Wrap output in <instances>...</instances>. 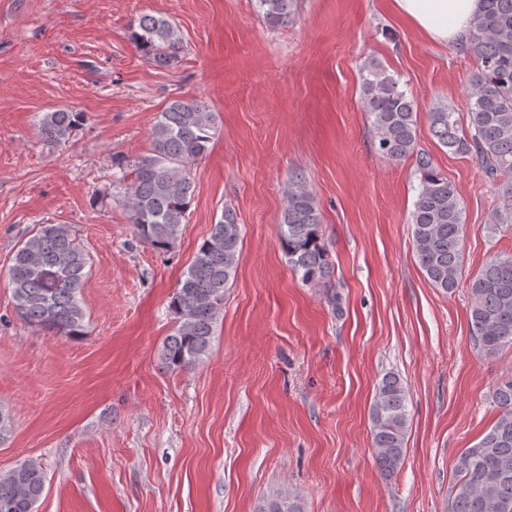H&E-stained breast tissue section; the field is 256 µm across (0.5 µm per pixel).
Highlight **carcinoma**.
<instances>
[{"label":"carcinoma","instance_id":"carcinoma-1","mask_svg":"<svg viewBox=\"0 0 512 512\" xmlns=\"http://www.w3.org/2000/svg\"><path fill=\"white\" fill-rule=\"evenodd\" d=\"M264 24L277 28L294 15L295 0H258ZM131 40L160 67L173 65L183 47L180 31L167 19L139 17ZM463 49L478 62L469 90L467 125L460 126L445 104L428 111L429 127L454 155L475 163L498 190L492 212L495 227L512 229V0H483ZM362 106L371 119L378 152L399 163L415 156L421 182L412 212L417 265L430 283L448 293L461 274L463 210L454 184L419 147V103L400 88V79L369 59L362 76ZM84 119L62 108L39 118L49 143L68 141ZM218 130L216 113L196 99L176 98L154 124L152 152L112 185L134 224L137 238L158 253L173 250L194 199L191 167L202 159ZM133 179H128V176ZM279 240L288 264L301 282L322 286L331 263L321 234V219L305 177L288 183ZM241 228L226 207L182 273L169 309L175 328L160 350L171 371H190L208 357L224 295L241 261ZM92 270L91 256L65 224H41L15 249L8 269L14 310L20 320L54 336L84 334L86 310L81 293ZM471 334L484 353L512 345V255L484 263L471 283ZM497 418L471 448L456 459L457 481L448 512H512V372L500 377L492 394ZM408 390L399 376L385 375L371 407L372 451L380 473L392 477L404 459L408 430ZM46 482L34 461L0 473V512H36ZM259 512H303L299 496L280 491L263 499Z\"/></svg>","mask_w":512,"mask_h":512}]
</instances>
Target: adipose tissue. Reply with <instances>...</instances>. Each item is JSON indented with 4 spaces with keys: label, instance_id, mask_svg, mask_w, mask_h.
<instances>
[{
    "label": "adipose tissue",
    "instance_id": "obj_1",
    "mask_svg": "<svg viewBox=\"0 0 512 512\" xmlns=\"http://www.w3.org/2000/svg\"><path fill=\"white\" fill-rule=\"evenodd\" d=\"M396 10L437 43L461 40L482 0H394Z\"/></svg>",
    "mask_w": 512,
    "mask_h": 512
}]
</instances>
